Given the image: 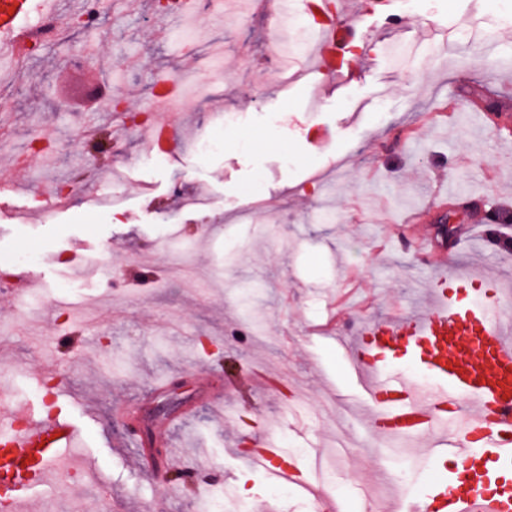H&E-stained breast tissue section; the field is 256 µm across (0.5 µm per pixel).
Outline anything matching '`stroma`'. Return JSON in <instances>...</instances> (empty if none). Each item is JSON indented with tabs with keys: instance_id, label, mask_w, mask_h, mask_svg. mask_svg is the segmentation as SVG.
Listing matches in <instances>:
<instances>
[{
	"instance_id": "1",
	"label": "stroma",
	"mask_w": 512,
	"mask_h": 512,
	"mask_svg": "<svg viewBox=\"0 0 512 512\" xmlns=\"http://www.w3.org/2000/svg\"><path fill=\"white\" fill-rule=\"evenodd\" d=\"M504 7L367 9L346 38L373 43L363 77L329 75L286 94L268 59L296 70L308 58L291 35L275 37L270 0H224L223 13L175 14L162 29L154 0H140L81 35L90 61L69 58L64 29L24 63L0 58V147L14 155L36 135L57 146L0 170L17 187L0 198V412L24 406L79 428L70 451L81 469L34 488L43 512H205L228 481L253 512H312L248 457L271 435L302 469L310 445L363 434L359 382L336 330L419 310L420 284L444 273L488 274L512 289V251L492 242L512 235V24L496 27L494 57L429 46L433 26L460 40ZM186 30L196 55L180 50ZM162 77L188 97L203 78L218 85L174 121L207 129L221 151L199 156L178 138L166 163H139L145 142L127 115L148 107ZM116 91L126 111H104ZM217 111L241 121L216 123ZM117 134L120 155L110 150ZM73 180L65 207L21 220ZM184 192L209 206L183 208ZM448 208L458 232L446 246L431 218ZM32 274L41 283L18 290ZM48 289L49 301L21 314L23 296ZM162 381L180 405L156 439L185 450L175 469L193 477L182 486L133 463V418ZM402 472L407 488L419 484L410 452L377 441L353 467L337 463L325 491L341 512H361V483L389 512Z\"/></svg>"
}]
</instances>
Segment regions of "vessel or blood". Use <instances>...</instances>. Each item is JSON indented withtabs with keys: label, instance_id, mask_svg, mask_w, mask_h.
<instances>
[{
	"label": "vessel or blood",
	"instance_id": "obj_1",
	"mask_svg": "<svg viewBox=\"0 0 512 512\" xmlns=\"http://www.w3.org/2000/svg\"><path fill=\"white\" fill-rule=\"evenodd\" d=\"M64 3L0 0V54L21 57L33 35L28 19L58 14ZM299 10L319 19L315 72L356 78L339 35L340 26L354 25V13L334 16L327 0H279L277 24ZM463 50L492 57L499 43L477 33ZM475 282L469 274L440 277L422 312L371 321L342 344L368 398L369 432L385 440L435 438L421 459L426 484L401 497V512H512V298L499 289L473 294ZM400 346L410 353L404 366L391 360ZM417 371L434 381L432 391L420 387ZM26 419L20 427L0 425V482L14 491L0 505L5 512H18L77 438L71 418L48 421L30 410ZM250 459L269 476L288 472V451L274 438L255 443Z\"/></svg>",
	"mask_w": 512,
	"mask_h": 512
}]
</instances>
